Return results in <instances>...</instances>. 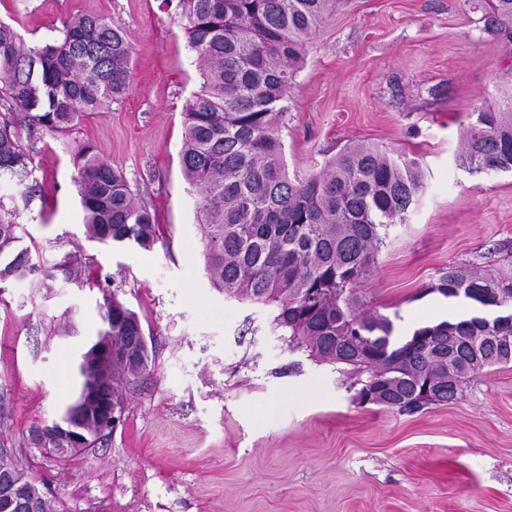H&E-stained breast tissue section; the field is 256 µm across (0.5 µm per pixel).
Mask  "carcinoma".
<instances>
[{
    "label": "carcinoma",
    "instance_id": "cac0c4a2",
    "mask_svg": "<svg viewBox=\"0 0 512 512\" xmlns=\"http://www.w3.org/2000/svg\"><path fill=\"white\" fill-rule=\"evenodd\" d=\"M175 5L203 77L186 106L180 163L201 196L205 269L225 297L275 307L273 324L317 361L367 373L357 397L412 415L460 398L480 371L512 361V265L481 275L451 265L437 292L503 310L472 315L394 335L387 315L365 313L359 286L376 267L388 228L405 221L422 188L414 161L375 147L354 145L325 169L290 179L279 125L306 46L335 0H163ZM486 32L512 42V0H488ZM131 44L108 18L68 16L62 37L27 46L0 21V179L11 181L25 203L42 195L35 176L36 135H69L82 118L109 108L130 91ZM459 165L471 172L512 171V98L495 111L474 112ZM27 131L29 144L22 142ZM85 238L150 252L158 225L124 172L89 143L75 155ZM17 210L0 201V293L25 283L50 294L59 282L97 284L91 261L77 251L53 259L32 241L23 244ZM102 326L78 362L86 377L99 360L106 373L101 401L124 408L122 389L136 383L154 359L138 314L103 293ZM137 353L134 362L124 353ZM94 448L106 435L87 416L61 430L51 448H72L73 437ZM34 512L50 505L32 478Z\"/></svg>",
    "mask_w": 512,
    "mask_h": 512
}]
</instances>
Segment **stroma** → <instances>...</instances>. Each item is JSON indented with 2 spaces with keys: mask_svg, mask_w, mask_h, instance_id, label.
<instances>
[{
  "mask_svg": "<svg viewBox=\"0 0 512 512\" xmlns=\"http://www.w3.org/2000/svg\"><path fill=\"white\" fill-rule=\"evenodd\" d=\"M477 2L336 0L281 125L292 177L353 144L422 168L416 203L361 285L400 334L411 316L436 324L481 311L432 291L443 269L490 273L512 255V172L455 161L472 112L512 95V44L484 32ZM76 12L126 31L131 89L71 136L43 137L42 197L19 221L111 277L155 359L124 391V424L103 446L47 457L27 429L74 396L65 362L100 328L102 294L19 284L0 295V448L50 486L55 512H512V362L484 370L454 404L401 415L359 404L352 367L289 347L274 306L224 298L206 274L200 197L180 164L184 112L203 82L181 19L161 0H0V20L31 46L59 38ZM83 142L155 212L153 252L85 238L73 182Z\"/></svg>",
  "mask_w": 512,
  "mask_h": 512,
  "instance_id": "stroma-1",
  "label": "stroma"
}]
</instances>
